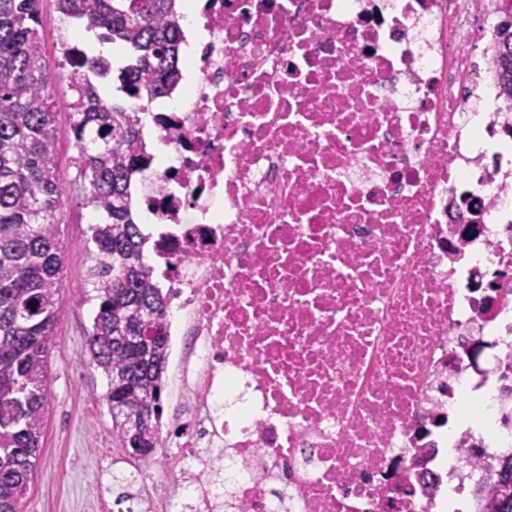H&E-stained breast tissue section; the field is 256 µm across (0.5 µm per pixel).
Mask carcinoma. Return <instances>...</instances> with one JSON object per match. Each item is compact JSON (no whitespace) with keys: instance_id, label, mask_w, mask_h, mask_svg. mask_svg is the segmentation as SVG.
I'll use <instances>...</instances> for the list:
<instances>
[{"instance_id":"1","label":"carcinoma","mask_w":512,"mask_h":512,"mask_svg":"<svg viewBox=\"0 0 512 512\" xmlns=\"http://www.w3.org/2000/svg\"><path fill=\"white\" fill-rule=\"evenodd\" d=\"M41 0H0V512H22L50 407V356L66 246L57 221L66 186L56 160L57 102L42 63ZM102 41L130 53L118 69L119 100L101 84L102 56L68 72L78 94L71 130L85 205L95 214L98 261L87 281L98 301L86 346L107 379L112 435L146 461L159 442L168 354V296L151 276L133 206L135 175L150 163L141 113L179 79V0H55ZM497 66L512 96V19L498 28ZM490 512H512V474L489 492Z\"/></svg>"}]
</instances>
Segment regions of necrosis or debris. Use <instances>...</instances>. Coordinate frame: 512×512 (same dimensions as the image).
Masks as SVG:
<instances>
[{
    "instance_id": "1",
    "label": "necrosis or debris",
    "mask_w": 512,
    "mask_h": 512,
    "mask_svg": "<svg viewBox=\"0 0 512 512\" xmlns=\"http://www.w3.org/2000/svg\"><path fill=\"white\" fill-rule=\"evenodd\" d=\"M197 2L135 202L189 512H487L512 455L500 0Z\"/></svg>"
}]
</instances>
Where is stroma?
I'll use <instances>...</instances> for the list:
<instances>
[{
    "label": "stroma",
    "mask_w": 512,
    "mask_h": 512,
    "mask_svg": "<svg viewBox=\"0 0 512 512\" xmlns=\"http://www.w3.org/2000/svg\"><path fill=\"white\" fill-rule=\"evenodd\" d=\"M39 35L43 59L56 100L70 96L68 82L56 54L58 29L53 0H42ZM57 162L67 194L57 212L66 245L62 277L63 301L57 317V344L50 360V408L45 419L42 450L26 495L25 512H98L103 497H117L118 484L139 462L112 435V419L105 399L107 380L89 361L87 336L96 303L87 285V271L95 256L89 253L88 221L82 189L75 180L78 156L71 132V115L55 114Z\"/></svg>",
    "instance_id": "1"
}]
</instances>
